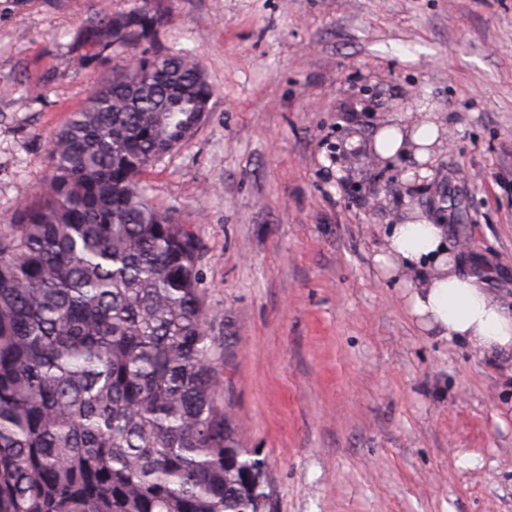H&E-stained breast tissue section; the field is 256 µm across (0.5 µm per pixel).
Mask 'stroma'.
<instances>
[{
	"instance_id": "stroma-1",
	"label": "stroma",
	"mask_w": 512,
	"mask_h": 512,
	"mask_svg": "<svg viewBox=\"0 0 512 512\" xmlns=\"http://www.w3.org/2000/svg\"><path fill=\"white\" fill-rule=\"evenodd\" d=\"M132 4L0 0V223L129 63L77 69L79 34ZM171 46L215 93L142 181L199 244L218 400L271 512H512V351L425 331L373 262L389 225L440 224L512 308V0H171L154 48ZM425 122V163L375 152Z\"/></svg>"
}]
</instances>
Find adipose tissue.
<instances>
[{"label":"adipose tissue","mask_w":512,"mask_h":512,"mask_svg":"<svg viewBox=\"0 0 512 512\" xmlns=\"http://www.w3.org/2000/svg\"><path fill=\"white\" fill-rule=\"evenodd\" d=\"M438 138L432 122L413 133L390 126L377 134L375 146L387 158L413 149L424 160ZM373 261L385 276L411 275V313L432 335L481 351L512 349V310L489 295L480 276L457 272L442 225L410 220L390 225Z\"/></svg>","instance_id":"obj_1"}]
</instances>
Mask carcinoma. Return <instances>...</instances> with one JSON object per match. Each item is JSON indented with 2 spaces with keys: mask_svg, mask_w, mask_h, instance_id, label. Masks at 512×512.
Returning <instances> with one entry per match:
<instances>
[{
  "mask_svg": "<svg viewBox=\"0 0 512 512\" xmlns=\"http://www.w3.org/2000/svg\"><path fill=\"white\" fill-rule=\"evenodd\" d=\"M167 0L101 9L79 68L115 72L55 133L37 197L0 224V512H269L264 462L218 403L197 240L141 177L214 95L195 55L150 56Z\"/></svg>",
  "mask_w": 512,
  "mask_h": 512,
  "instance_id": "obj_1",
  "label": "carcinoma"
}]
</instances>
